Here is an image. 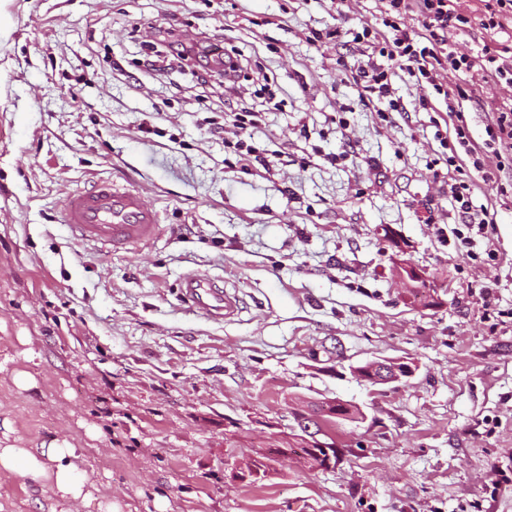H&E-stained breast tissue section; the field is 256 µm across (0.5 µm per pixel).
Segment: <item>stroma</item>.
Here are the masks:
<instances>
[{"instance_id": "1", "label": "stroma", "mask_w": 512, "mask_h": 512, "mask_svg": "<svg viewBox=\"0 0 512 512\" xmlns=\"http://www.w3.org/2000/svg\"><path fill=\"white\" fill-rule=\"evenodd\" d=\"M378 21L377 0H0V444L73 445L79 512H512V325L489 332L482 299L512 309V169L474 199L497 211L496 260L457 253L418 89L398 73L403 109L381 120L356 51L329 36ZM167 32L239 53L238 99L214 64L169 61ZM444 84L475 91L480 141L485 105L512 104L476 71ZM228 107L261 113L264 164L225 147ZM103 180L142 192L152 244L73 237L65 197ZM399 254L435 306L406 298ZM188 274L235 294L237 315L196 311ZM378 358L418 369L353 376ZM334 397L361 415L325 424L348 452L318 470L293 412ZM243 457L265 476L236 479ZM63 507L49 481L0 470V512ZM402 364L407 365L401 368ZM413 365L414 363L403 359H378L352 367V373L360 381L388 385L411 377L415 371Z\"/></svg>"}]
</instances>
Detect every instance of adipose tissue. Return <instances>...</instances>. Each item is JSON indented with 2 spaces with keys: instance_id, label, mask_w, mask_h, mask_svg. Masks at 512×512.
Segmentation results:
<instances>
[{
  "instance_id": "1",
  "label": "adipose tissue",
  "mask_w": 512,
  "mask_h": 512,
  "mask_svg": "<svg viewBox=\"0 0 512 512\" xmlns=\"http://www.w3.org/2000/svg\"><path fill=\"white\" fill-rule=\"evenodd\" d=\"M0 468L50 480L61 499L70 506L85 502L89 497L76 450L65 442L35 450L10 445L2 447Z\"/></svg>"
}]
</instances>
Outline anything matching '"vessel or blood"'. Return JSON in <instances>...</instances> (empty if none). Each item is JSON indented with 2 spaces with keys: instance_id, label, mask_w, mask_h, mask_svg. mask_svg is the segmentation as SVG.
Returning <instances> with one entry per match:
<instances>
[{
  "instance_id": "b4317fda",
  "label": "vessel or blood",
  "mask_w": 512,
  "mask_h": 512,
  "mask_svg": "<svg viewBox=\"0 0 512 512\" xmlns=\"http://www.w3.org/2000/svg\"><path fill=\"white\" fill-rule=\"evenodd\" d=\"M64 218L82 241L126 251L149 245L161 229L157 213L144 204L139 191L108 181L92 191L69 194ZM180 288L187 301L206 315L226 319L238 311L236 296L209 278L186 275Z\"/></svg>"
}]
</instances>
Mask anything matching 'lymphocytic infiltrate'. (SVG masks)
I'll list each match as a JSON object with an SVG mask.
<instances>
[{
	"label": "lymphocytic infiltrate",
	"instance_id": "1",
	"mask_svg": "<svg viewBox=\"0 0 512 512\" xmlns=\"http://www.w3.org/2000/svg\"><path fill=\"white\" fill-rule=\"evenodd\" d=\"M379 3L380 26L367 24L352 34V42L361 56L354 76L360 101H375L386 105L388 111H401L399 99L393 96L392 76L395 71H403L421 90L419 107H427L430 98L442 99L447 116L454 120L452 138L440 140L443 151L437 155V163L456 170L468 164L481 173L487 156L512 152V110L496 108L485 128V140L476 141L460 110L461 102L469 98L468 90L460 87L448 90L439 80L445 71L478 70L511 85L512 56L501 55L487 45L476 55L457 51L455 36L471 23L470 13L461 9L459 0H379ZM410 13L417 16L419 28L405 25L404 17ZM261 120L258 112L230 111L224 115L225 125L234 130L235 148L243 164L260 158L251 140ZM474 187L471 180L448 181V197L458 222L452 234L469 259L475 261L483 255L492 260L496 257L494 249H486L482 254L474 250L475 237L490 238L496 222L495 214L487 206L474 205Z\"/></svg>",
	"mask_w": 512,
	"mask_h": 512
}]
</instances>
